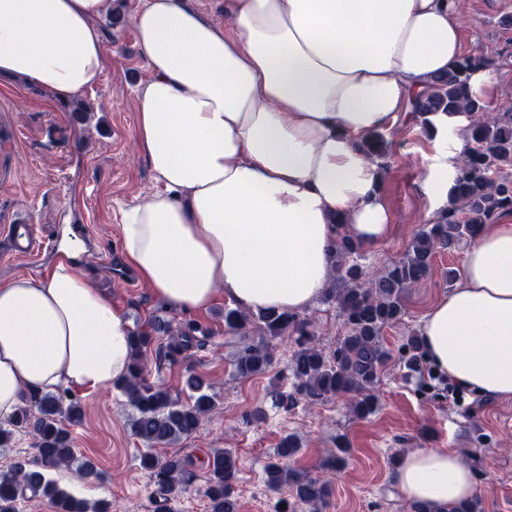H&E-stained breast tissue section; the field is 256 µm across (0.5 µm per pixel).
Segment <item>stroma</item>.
Wrapping results in <instances>:
<instances>
[{
	"mask_svg": "<svg viewBox=\"0 0 512 512\" xmlns=\"http://www.w3.org/2000/svg\"><path fill=\"white\" fill-rule=\"evenodd\" d=\"M463 52L491 62V111H512V0H460ZM108 58L101 82L69 100L20 80L0 79V282L20 274L41 275L60 261L56 252L30 258L8 256L3 231L20 211H28L43 238L63 240L65 225H84L79 262L92 284L124 313L130 330L147 328L160 316L176 324L195 323L203 335L198 346L175 361L156 357L166 334L153 338L146 356L150 381L171 397L187 399L189 374L202 377L216 404L199 431L155 449L184 460L193 478L175 497L165 495L140 464L146 445L131 431L134 413L117 385L92 393L68 390L82 417L71 425L78 461H91L100 479H85L77 468L51 472V479L72 496L108 501L112 512H208L205 494L209 461L224 448L237 458L235 495L239 512H277L288 488L271 490L265 466L274 461L282 438H298L292 468L317 471L327 450L348 447L345 464L332 486L327 512H415L392 484L399 460L417 448H451L475 471L480 512H512V399L485 400L467 395L455 405L426 372L405 367L401 347L417 334L431 303L456 288L464 274L466 245L436 253L430 275L405 295L402 319L382 333L390 366L376 385L378 407L353 416L351 398L299 397L289 409L275 395L294 391L289 360L293 335L270 341L272 363L261 374L240 377L235 368L243 337L224 328L225 299L202 312L174 311L156 298L120 254V214L146 201L155 184L134 140L136 92L146 78L136 35L127 21L101 18ZM389 169L383 192L393 214L390 235L362 248L357 264L364 272L398 261L415 232L436 216L423 189L434 143L423 125L400 121L385 135ZM315 318L316 341L333 354L345 332L334 302L318 299L307 310Z\"/></svg>",
	"mask_w": 512,
	"mask_h": 512,
	"instance_id": "1",
	"label": "stroma"
}]
</instances>
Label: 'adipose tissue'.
Returning <instances> with one entry per match:
<instances>
[{"instance_id": "adipose-tissue-1", "label": "adipose tissue", "mask_w": 512, "mask_h": 512, "mask_svg": "<svg viewBox=\"0 0 512 512\" xmlns=\"http://www.w3.org/2000/svg\"><path fill=\"white\" fill-rule=\"evenodd\" d=\"M458 0H141L128 16L147 77L135 141L156 191L125 210L121 252L173 310L226 298L246 312L309 308L333 279L337 224L362 245L388 236L377 164L360 147L395 126L463 55ZM112 0H0V77L67 99L96 86L98 21ZM423 187L448 204L472 118L432 116ZM435 369L476 395L512 398V217L483 230L463 281L420 330ZM130 362L123 314L75 261L0 283V421L25 398L93 392ZM424 512L473 499L450 448L403 456L392 474Z\"/></svg>"}]
</instances>
